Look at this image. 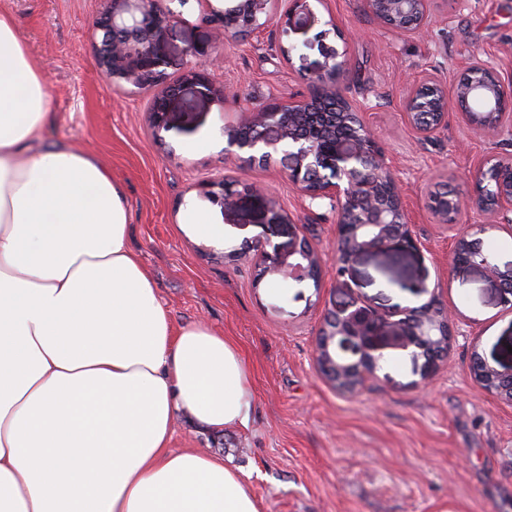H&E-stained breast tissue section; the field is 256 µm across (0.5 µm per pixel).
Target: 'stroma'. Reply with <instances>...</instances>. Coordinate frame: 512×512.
Masks as SVG:
<instances>
[{
	"label": "stroma",
	"instance_id": "35a3bbf8",
	"mask_svg": "<svg viewBox=\"0 0 512 512\" xmlns=\"http://www.w3.org/2000/svg\"><path fill=\"white\" fill-rule=\"evenodd\" d=\"M287 7L277 0L263 28L221 43L204 0L182 6L183 23L157 43L150 67L165 82H183L191 46L228 63L212 68L208 85L183 83L157 139L151 94L123 93L97 65L92 34L104 0H0L47 78L46 139L95 151L125 184L129 245L174 326L205 320L235 341L247 367L248 426L213 432L181 415L171 449L230 459L261 512H512V406L480 389L471 371L476 354L493 366L512 364V301L484 270H452L456 239L483 215L441 224L430 208L443 184L476 194L479 164L512 144L472 130L453 101L447 126L427 140L414 136L402 111L414 80L430 73L454 84L473 53L512 83V0H433L419 35L380 27L365 0L316 2V22L297 27L287 26ZM331 48L345 62L346 96L367 107L402 187L414 244L363 254L344 277L328 274L317 285L259 281V242L284 252L304 239L333 266L338 213L329 200L303 195L279 158L251 166L225 160L222 129L244 109L307 94ZM226 86L239 87V98L217 99ZM219 179L267 191L242 195L226 210L206 195ZM275 203L287 223H272ZM201 224L213 225L216 237L199 233ZM401 281L416 290L398 289ZM430 301L452 311L454 338L429 381L392 345L382 350L377 377L354 395L337 391L314 365L327 310L359 302L385 313Z\"/></svg>",
	"mask_w": 512,
	"mask_h": 512
}]
</instances>
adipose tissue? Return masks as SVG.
<instances>
[{"label":"adipose tissue","mask_w":512,"mask_h":512,"mask_svg":"<svg viewBox=\"0 0 512 512\" xmlns=\"http://www.w3.org/2000/svg\"><path fill=\"white\" fill-rule=\"evenodd\" d=\"M42 68L0 12V512H259L240 469L170 448L247 426L237 345L174 327L128 247L123 184L47 141Z\"/></svg>","instance_id":"1"}]
</instances>
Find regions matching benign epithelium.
<instances>
[{"instance_id": "obj_1", "label": "benign epithelium", "mask_w": 512, "mask_h": 512, "mask_svg": "<svg viewBox=\"0 0 512 512\" xmlns=\"http://www.w3.org/2000/svg\"><path fill=\"white\" fill-rule=\"evenodd\" d=\"M187 0H108L109 8L96 22L95 53L101 71L116 86L129 85L149 90L160 84L161 74L148 68L156 44L169 29L182 21L181 14L169 4ZM432 0H367L380 24L409 33L421 32L427 24ZM272 0H229L212 8L208 21L219 39L252 33L271 18ZM190 68L183 81L203 85L208 82L209 67L218 56L190 46L185 50ZM344 62L331 49L319 65L309 96L289 98L243 113L238 125L224 128L228 149L225 159L243 163H265L282 154L288 178L310 200L327 199L336 204L339 221V276L360 255L382 251L399 240L412 245L408 214L402 192L392 177L386 155L379 146L373 128L364 118L366 109L352 104L336 81ZM465 72H488V81H458L453 85L456 101L463 105L461 117L475 129L494 135L512 136V113L503 110L512 92L497 72L479 54H471ZM182 92V84H168L154 93L150 123L155 132L168 128L169 105ZM410 129L423 139L430 138L448 120V89L427 75L415 81L403 103ZM349 134L333 137L335 143L326 152L321 144L336 126ZM493 170L508 172L491 192L476 196L451 193L445 206L434 211L445 224L448 215L477 211L486 216L478 225L483 232L497 224L512 222V156L491 155L478 166L476 181L483 184ZM207 195L222 208L237 202V191L224 181L210 183ZM452 269L461 272L471 267L484 269L507 296L512 290V263L502 267L498 259L482 257L481 241L464 234L452 250ZM257 281L282 277L301 283L319 282L325 275L322 260L312 245L301 242L283 254L268 252L256 245ZM452 338V319L447 310L427 303L402 313L381 314L365 305H347L327 313L316 339L315 362L321 372L343 393H355L382 367V348L395 344L411 350L413 361L423 360L421 375L428 376L448 353ZM472 371L479 386L496 398L512 404V365L495 367L474 356Z\"/></svg>"}]
</instances>
